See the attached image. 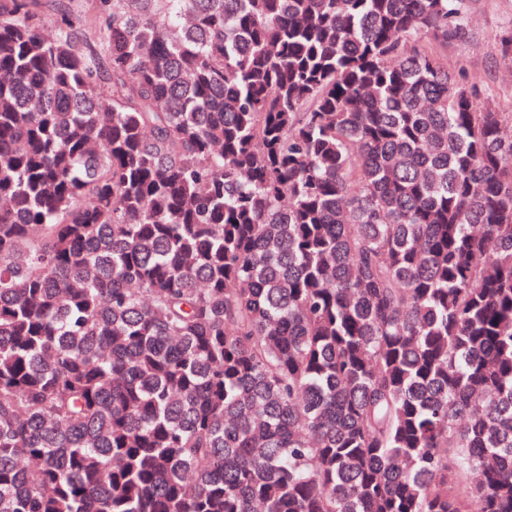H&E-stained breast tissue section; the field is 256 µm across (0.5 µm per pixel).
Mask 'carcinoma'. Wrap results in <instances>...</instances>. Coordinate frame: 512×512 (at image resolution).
Masks as SVG:
<instances>
[{
    "label": "carcinoma",
    "mask_w": 512,
    "mask_h": 512,
    "mask_svg": "<svg viewBox=\"0 0 512 512\" xmlns=\"http://www.w3.org/2000/svg\"><path fill=\"white\" fill-rule=\"evenodd\" d=\"M0 0V512H512V105L480 0ZM510 31L512 0H483L473 15L467 43L448 47L449 56L463 54L466 58L465 69L456 70L457 76L478 83L486 94L512 92V68L510 77L497 56L500 39ZM41 14L40 29L45 35L58 33L60 30L66 28V25L69 23L79 25L84 16L80 14L76 7H73L71 12L68 13L43 9Z\"/></svg>",
    "instance_id": "carcinoma-1"
}]
</instances>
